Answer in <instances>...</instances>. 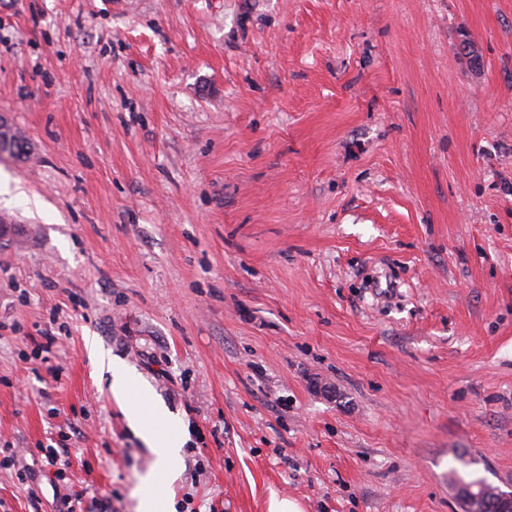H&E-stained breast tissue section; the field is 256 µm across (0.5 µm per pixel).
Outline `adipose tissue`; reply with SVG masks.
<instances>
[{
    "label": "adipose tissue",
    "mask_w": 512,
    "mask_h": 512,
    "mask_svg": "<svg viewBox=\"0 0 512 512\" xmlns=\"http://www.w3.org/2000/svg\"><path fill=\"white\" fill-rule=\"evenodd\" d=\"M87 347L99 371L109 374L110 391L123 410L130 429L156 456L153 472L141 481L142 486L152 487L153 492L141 499L139 512H171L169 500L161 490L155 489L154 484L159 479L170 484L178 478L181 452L189 439L186 427L163 404H154L147 411L132 407L131 395L140 389L136 376L121 360L99 352L95 340H88ZM163 422L168 425V432L164 435L158 430L159 424Z\"/></svg>",
    "instance_id": "1"
}]
</instances>
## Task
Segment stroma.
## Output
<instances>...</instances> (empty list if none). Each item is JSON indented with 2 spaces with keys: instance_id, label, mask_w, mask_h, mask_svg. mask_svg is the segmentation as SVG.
<instances>
[{
  "instance_id": "stroma-1",
  "label": "stroma",
  "mask_w": 512,
  "mask_h": 512,
  "mask_svg": "<svg viewBox=\"0 0 512 512\" xmlns=\"http://www.w3.org/2000/svg\"><path fill=\"white\" fill-rule=\"evenodd\" d=\"M0 118V512L48 446L138 512L90 336L187 427L173 512L512 494V0H0Z\"/></svg>"
}]
</instances>
